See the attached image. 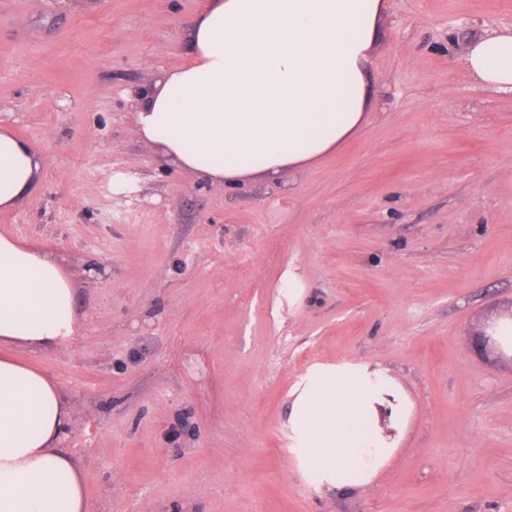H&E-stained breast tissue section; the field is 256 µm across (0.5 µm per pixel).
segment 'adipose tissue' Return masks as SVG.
Here are the masks:
<instances>
[{"label":"adipose tissue","mask_w":512,"mask_h":512,"mask_svg":"<svg viewBox=\"0 0 512 512\" xmlns=\"http://www.w3.org/2000/svg\"><path fill=\"white\" fill-rule=\"evenodd\" d=\"M384 0H208L187 27V62L157 79L138 134L193 174L277 178L335 152L362 128ZM482 86L512 93V29L472 42ZM42 159L0 131V208L33 188ZM75 290L50 255L0 235V347L56 346L75 332ZM381 371L330 372L296 398L291 422L307 477L367 484L392 455L373 406ZM72 404L42 371L0 354V512H88L61 443Z\"/></svg>","instance_id":"obj_1"}]
</instances>
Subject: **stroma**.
Returning a JSON list of instances; mask_svg holds the SVG:
<instances>
[{"mask_svg":"<svg viewBox=\"0 0 512 512\" xmlns=\"http://www.w3.org/2000/svg\"><path fill=\"white\" fill-rule=\"evenodd\" d=\"M202 0H0V130L43 159L0 234L52 254L76 334L14 355L74 405L90 512H512V95L470 43L512 0H386L356 136L207 180L135 132ZM295 268L303 292L281 286ZM383 371L411 412L357 488L305 477L288 422L320 369ZM488 336L507 356H512V313L499 317L488 329Z\"/></svg>","mask_w":512,"mask_h":512,"instance_id":"1","label":"stroma"}]
</instances>
